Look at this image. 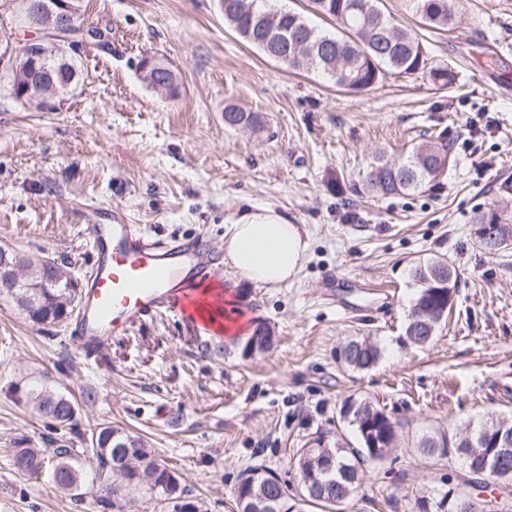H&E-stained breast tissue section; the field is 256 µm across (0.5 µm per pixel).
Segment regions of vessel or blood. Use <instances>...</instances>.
Listing matches in <instances>:
<instances>
[{
    "label": "vessel or blood",
    "mask_w": 512,
    "mask_h": 512,
    "mask_svg": "<svg viewBox=\"0 0 512 512\" xmlns=\"http://www.w3.org/2000/svg\"><path fill=\"white\" fill-rule=\"evenodd\" d=\"M93 263L71 337L81 352L106 351L147 316L191 315V303L216 286L220 255L199 238L159 240L121 219L91 227Z\"/></svg>",
    "instance_id": "vessel-or-blood-1"
}]
</instances>
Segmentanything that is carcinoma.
<instances>
[{
	"label": "carcinoma",
	"instance_id": "carcinoma-1",
	"mask_svg": "<svg viewBox=\"0 0 512 512\" xmlns=\"http://www.w3.org/2000/svg\"><path fill=\"white\" fill-rule=\"evenodd\" d=\"M271 0H224V23L247 44L288 70L305 68L324 75L333 85L350 91L373 89L385 73L413 75L425 67V48L419 34L385 13L382 0H311L316 13L336 21L339 34L329 35L309 25L298 12L275 9ZM405 5L420 23L433 29L458 27L460 17L456 0H405ZM48 68L58 85L79 82L76 61L68 58L61 65L53 58H25L13 76L17 95L26 89L31 74ZM457 72L451 67L429 71L431 82L441 89L451 87ZM262 116L256 112L227 105L224 124L259 129ZM448 163L445 137L437 143L417 146L403 161H392L383 154L373 158L364 182L367 193L375 197L409 193L434 180ZM471 224H495L497 235L512 239V221L495 208L478 210ZM9 259L24 264L22 280L16 288H0L28 318L41 325L57 326L69 319L76 308L79 289L68 270L58 264L49 271L32 257L10 253ZM451 267L442 260L415 267L413 279L419 286L405 333L408 336H435L448 317L453 299L448 297ZM273 332L258 321L251 335L239 342L242 355L267 350ZM381 356L377 344L368 340H352L342 350L344 363L356 370H369ZM17 401L45 420L52 431L69 430L75 438L79 403L67 394L54 391L34 380L25 388H17ZM340 410L349 415L345 424L357 435V448H328L317 443L315 448L297 451L301 492L289 494L288 482L271 467L260 463L242 470L233 487L236 512H300L301 503H313L329 512H341L357 492L359 468L364 463H381L370 442L382 448L397 447V423L385 409L367 399H348ZM503 422L491 421L471 431V440L449 432L422 437L416 448L427 455L455 456L463 459L468 470L483 471L489 477L512 478V451L503 454L499 445ZM88 448L95 464L97 482L86 485L81 464L73 449L56 448L52 462L55 475L53 489L70 497L79 508L93 505L96 512H124L126 505L141 498L150 512H207L204 502L190 494L179 478L161 464L142 437L106 423L91 433ZM46 464L39 448H16L13 467L33 477ZM464 494L453 487L439 498L421 497L415 502L417 512H457L454 503Z\"/></svg>",
	"mask_w": 512,
	"mask_h": 512
}]
</instances>
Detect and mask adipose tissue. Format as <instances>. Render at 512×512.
I'll list each match as a JSON object with an SVG mask.
<instances>
[{
	"mask_svg": "<svg viewBox=\"0 0 512 512\" xmlns=\"http://www.w3.org/2000/svg\"><path fill=\"white\" fill-rule=\"evenodd\" d=\"M306 247L297 225L270 210L242 215L227 240V254L236 270L256 284L287 282Z\"/></svg>",
	"mask_w": 512,
	"mask_h": 512,
	"instance_id": "ef3b65f1",
	"label": "adipose tissue"
}]
</instances>
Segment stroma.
<instances>
[{
    "mask_svg": "<svg viewBox=\"0 0 512 512\" xmlns=\"http://www.w3.org/2000/svg\"><path fill=\"white\" fill-rule=\"evenodd\" d=\"M456 6V30L421 32L429 67L455 66L453 89L435 90L426 71L389 72L347 93L243 42L218 0H85V23L112 48L81 46L76 95L53 112L0 96V246L80 280L89 228L108 210L222 253L230 224L270 209L298 225L307 249L285 284L252 283L228 262L219 272L239 325L275 332L248 357L206 354L224 333L169 315L89 355L72 345L70 322L33 323L0 295V512H76L50 469L30 478L11 464L18 445L56 449L11 393L34 379L75 395L92 388L78 429L110 423L145 438L208 512H232L234 478L248 466L265 463L294 486L297 449L354 441L339 419L349 398L384 406L400 446L364 467L345 512H415L417 498L452 483L480 512H512V483L467 484L459 460L415 447L425 433L512 418V249L483 253L470 224L479 209L512 214V0ZM147 56L177 73V97L142 81ZM229 104L261 113L263 129L226 126ZM440 134L457 159L446 175L410 195L364 191L376 152L400 160ZM432 258L457 280L449 324L420 346L405 334L411 271ZM366 337L381 358L350 369L341 349Z\"/></svg>",
    "mask_w": 512,
    "mask_h": 512,
    "instance_id": "35a3bbf8",
    "label": "stroma"
}]
</instances>
